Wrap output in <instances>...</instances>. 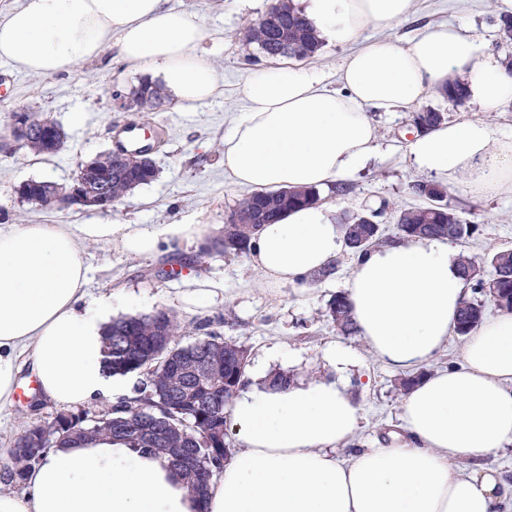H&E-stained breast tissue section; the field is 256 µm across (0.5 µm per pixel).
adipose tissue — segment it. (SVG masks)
<instances>
[{"label":"adipose tissue","instance_id":"1","mask_svg":"<svg viewBox=\"0 0 512 512\" xmlns=\"http://www.w3.org/2000/svg\"><path fill=\"white\" fill-rule=\"evenodd\" d=\"M304 15L338 45L354 44L340 89L314 67L250 72L244 107L224 137V170L256 189L323 188L362 170L377 148L366 112H388L463 78L469 100L492 112L512 103V75L461 26L437 25L404 44L358 43L370 27L408 18L412 0H301ZM201 22L163 0H22L0 14V59L48 75L119 57L148 68L187 102L213 98L218 76L203 52ZM417 169L471 194H512V136L482 119L446 122L413 136ZM198 224L0 225V406L13 402L31 365L40 392L67 406L121 393L104 364L108 301L86 302L91 239L130 256L162 242L202 238ZM344 248L333 209L314 206L264 225L249 254L269 283H296ZM444 238H397L356 258L346 285L369 351L408 372L448 342L464 284ZM465 365L426 376L402 404L406 442L338 455L362 407L348 386L355 360L324 352L321 377L241 391L228 427L236 454L207 490V512H497L512 497L486 457L512 444V314L494 317L463 348ZM197 502L159 459L119 443L56 448L26 476L22 492L0 490V512H197Z\"/></svg>","mask_w":512,"mask_h":512}]
</instances>
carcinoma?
<instances>
[{"label":"carcinoma","instance_id":"carcinoma-1","mask_svg":"<svg viewBox=\"0 0 512 512\" xmlns=\"http://www.w3.org/2000/svg\"><path fill=\"white\" fill-rule=\"evenodd\" d=\"M244 36L266 58L305 60L323 48L319 32L305 21L292 0H277L264 16L246 21ZM439 94L456 105L467 100L466 86L460 81L446 84ZM166 103L162 89L145 77L128 92L126 108L130 112H160ZM24 118L30 135L23 147L43 155L60 152L67 139L61 125L34 112H24ZM446 121L447 113L438 107H426L412 115L420 131ZM157 176L156 162L147 153L125 161L111 150L91 160V179L114 203ZM25 188L17 195L19 204L64 208L55 183L29 180ZM412 190L424 203L396 210L398 236L465 243L478 232V225L463 219L450 202L446 187L419 181ZM323 200L316 188L257 190L230 212L220 235L191 255H168L167 262L201 266L214 256H246L263 225L277 223L292 208L318 205ZM383 214L381 209L343 216L345 250L359 257L390 242L380 222ZM458 268L472 296L464 299L458 310L453 328L456 335L468 336L481 325L487 300L503 312H512V249L480 257L463 252L458 256ZM326 315L343 335L359 333L346 293L331 296ZM187 337L188 326L172 311L113 319L106 332V367L114 375H138L131 394L101 409L92 420L85 410L70 413L72 419L93 427L86 434L70 433L62 413L28 426L17 437L11 464L0 472V478L20 486L27 471L51 449L77 441L108 440L161 459L191 494L204 499L208 484L202 481V474H222L232 457L226 418L247 383L248 353L245 346L227 342L215 331L189 342Z\"/></svg>","mask_w":512,"mask_h":512}]
</instances>
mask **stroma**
<instances>
[{
	"instance_id": "35a3bbf8",
	"label": "stroma",
	"mask_w": 512,
	"mask_h": 512,
	"mask_svg": "<svg viewBox=\"0 0 512 512\" xmlns=\"http://www.w3.org/2000/svg\"><path fill=\"white\" fill-rule=\"evenodd\" d=\"M273 0H169L170 6L193 13L207 34L205 47L222 92L203 102L171 98L165 109L150 113L149 122L162 123L167 134L154 150L160 174L119 203L111 211L77 209L44 210L28 207L30 224H202L207 234L222 230L228 213L247 197L249 188L235 185L224 171L217 146L223 145L235 112L244 105L241 87L256 67L266 65L261 54H249L241 41L245 20L261 17ZM501 0H413L410 16L386 27H370L360 41L407 42L421 37L428 27L461 25L480 39L488 51L504 54L497 41L493 18ZM5 86L12 108L48 114L68 134L65 148L54 156H36L21 147L0 153V225L13 221L18 208L16 188L29 180L52 179L70 184L79 161L112 148L118 132L140 115L123 107L122 97L138 84L141 71L130 68L115 49H105L92 62L76 64L54 75H32L7 68ZM425 105L443 108L449 120L483 117L501 131L512 132V105L498 112L479 113L476 106L443 103L429 92ZM411 108L394 112L372 111L379 145L378 156L363 172L352 176L350 195L326 198L336 211L375 209L383 203L408 206L419 198L411 188L422 174L412 164L407 149ZM451 195L467 221L479 232L465 243L464 251L480 256L499 248L512 249V195L477 197L463 187ZM168 246L149 257H130L111 242L88 243L84 258L91 268L89 298H108L112 314H150L159 309L178 313L188 326L210 322L225 340L249 350L246 374L251 386L261 385L259 364L268 372H285L293 380L321 376L322 353L327 346L349 349L359 356L373 378L368 390L356 391L363 407L362 428L353 440L356 448H372L400 437L403 397L395 390L401 376L368 352L361 337L339 333L325 316L330 296L343 291L352 258L343 255L336 278L318 283L267 284L245 257H217L205 266H187L172 272L167 265ZM59 404L43 400L37 410L27 408L26 397H16L11 409L0 412V469L10 457L7 448L34 423L60 412Z\"/></svg>"
}]
</instances>
